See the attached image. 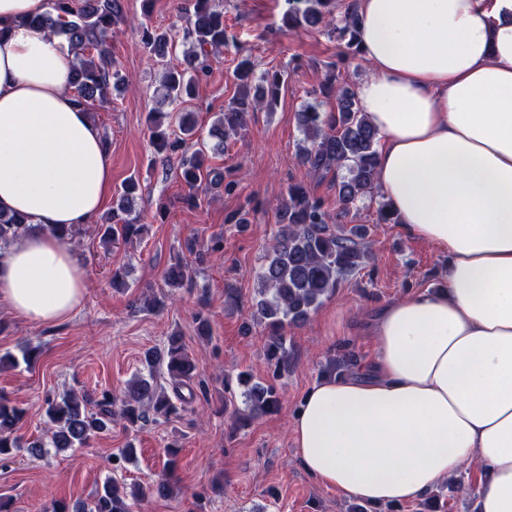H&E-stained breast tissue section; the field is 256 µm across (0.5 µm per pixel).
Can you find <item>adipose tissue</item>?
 Here are the masks:
<instances>
[{
  "label": "adipose tissue",
  "mask_w": 512,
  "mask_h": 512,
  "mask_svg": "<svg viewBox=\"0 0 512 512\" xmlns=\"http://www.w3.org/2000/svg\"><path fill=\"white\" fill-rule=\"evenodd\" d=\"M47 9L0 0V210L32 219L0 250V301L39 323L85 294L80 256L48 226L91 223L112 191L70 56L25 24ZM357 15L377 184L409 236L447 253L446 286L380 310L373 359L310 388L294 448L314 479L373 506L473 463L474 512H512V0H360Z\"/></svg>",
  "instance_id": "obj_1"
}]
</instances>
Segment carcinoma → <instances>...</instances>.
<instances>
[{"label":"carcinoma","mask_w":512,"mask_h":512,"mask_svg":"<svg viewBox=\"0 0 512 512\" xmlns=\"http://www.w3.org/2000/svg\"><path fill=\"white\" fill-rule=\"evenodd\" d=\"M336 0H288L283 25L293 30L329 28L328 34L346 43L355 55L361 54L356 25V8L349 5L341 19H335ZM124 21L122 0H49L48 11L33 16L28 26L60 40L61 46L73 56L69 85L77 103L88 109L96 101L119 94L128 83L126 75L116 68L112 58L111 40L114 30ZM143 38L150 52L164 58L172 45L163 33L143 26ZM224 11L215 0H192L187 16L184 40L191 46L185 53L186 67L170 66L162 76L163 100L172 110L149 113L151 144L159 151L179 157V176L188 193L182 203L188 208L199 205V195L215 192L231 193L236 182H224V170L207 164L205 145L191 149L189 141L196 134L194 113L185 111L195 98L203 75L210 68V57L224 46ZM237 92L228 102L222 116L214 120L209 135L214 140L211 151L221 152L224 143L242 134L250 113L259 107L275 105L285 89V73L280 70L255 75L250 59L236 66ZM322 94L334 99L327 112L317 104H307L297 113L304 135L297 152L298 161L314 173H327L344 168L347 176L338 185L336 216L325 209L324 201L301 184L288 185L277 211L282 229L271 248L267 264L259 276L256 317L269 330L266 355L278 371L288 367L285 329L306 321L325 298L336 291L346 276L362 270L372 259V242L363 225L345 230L333 229V221H341L356 202L371 196L377 187V133L367 122L365 112L348 83L329 84ZM178 120L180 134L171 136L168 119ZM139 183L124 182L117 191L112 211L101 225V240L110 245L126 243L139 236L142 225L135 216ZM28 217L17 212L0 210V247L23 235ZM48 233L64 244L75 242L78 229L58 224L47 227ZM168 284L178 288L191 281V270L177 263L167 273ZM39 356V349L29 346L22 358L6 352L0 355V369L20 364L30 367ZM147 374L138 376L128 386L120 409L112 411L115 398L104 390L92 398L83 393H66L45 398V416L50 443L34 440L21 443L15 432L25 410L0 397V456L8 458L13 451L26 447L31 456L40 457L51 446L58 451L82 448L97 435L112 431L114 418L130 426L145 424L176 413L177 407L165 388L157 384L156 374L166 371L174 394L198 377L197 367L189 357L182 337L173 334L161 347L144 354ZM237 384L244 388L251 415L276 409L279 397L272 385L253 382L249 371H240ZM142 491L127 490L125 484L108 478L93 495L91 502L71 506L53 503L51 512H134Z\"/></svg>","instance_id":"cac0c4a2"}]
</instances>
